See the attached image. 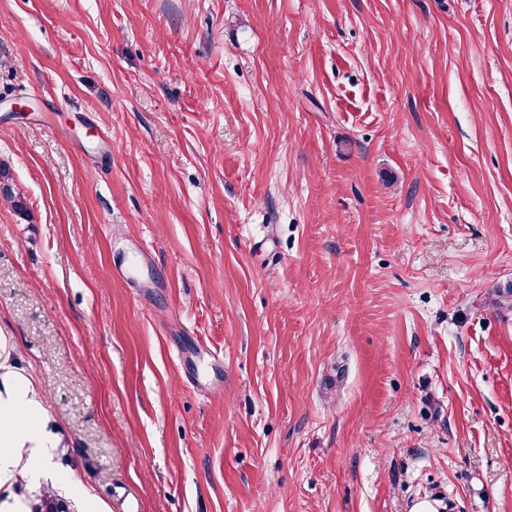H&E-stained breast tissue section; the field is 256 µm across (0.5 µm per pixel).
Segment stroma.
<instances>
[{
    "mask_svg": "<svg viewBox=\"0 0 512 512\" xmlns=\"http://www.w3.org/2000/svg\"><path fill=\"white\" fill-rule=\"evenodd\" d=\"M0 164V512H512V0H0ZM20 408H25L29 416L36 415V411L27 402L26 388L21 384L15 388L11 401L0 406V440L2 442L4 435L10 438L21 432L35 443L32 451L35 457L40 458L47 451L46 442L33 418H29L23 426L17 424L15 415Z\"/></svg>",
    "mask_w": 512,
    "mask_h": 512,
    "instance_id": "stroma-1",
    "label": "stroma"
}]
</instances>
